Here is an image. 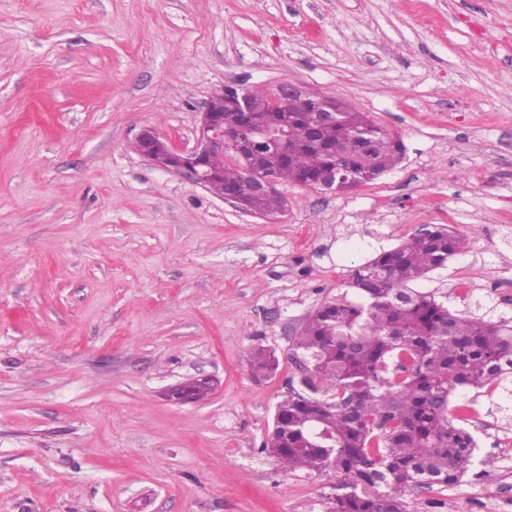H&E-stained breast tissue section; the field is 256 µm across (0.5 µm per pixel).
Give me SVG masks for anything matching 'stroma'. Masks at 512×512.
Instances as JSON below:
<instances>
[{"label":"stroma","mask_w":512,"mask_h":512,"mask_svg":"<svg viewBox=\"0 0 512 512\" xmlns=\"http://www.w3.org/2000/svg\"><path fill=\"white\" fill-rule=\"evenodd\" d=\"M288 81L368 113L402 161L345 193L279 184L268 221L134 149L145 127L193 147L225 84ZM433 224L468 249L417 290L512 326V0H0V512H324L335 474L262 450L293 338ZM195 377L218 381L205 401L168 399ZM495 402L450 399L512 496ZM249 368L256 380H267L274 377L279 369L280 361L275 352L265 346H258L249 352Z\"/></svg>","instance_id":"obj_1"}]
</instances>
